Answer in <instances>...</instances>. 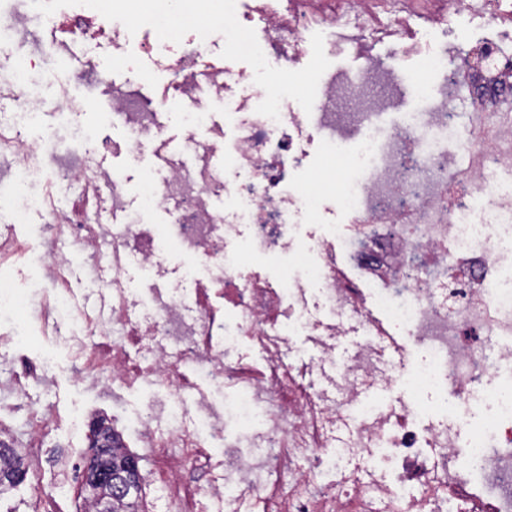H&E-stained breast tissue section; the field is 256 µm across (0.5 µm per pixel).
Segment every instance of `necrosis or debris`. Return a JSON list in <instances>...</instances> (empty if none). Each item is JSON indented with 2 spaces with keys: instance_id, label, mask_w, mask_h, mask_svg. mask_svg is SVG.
Wrapping results in <instances>:
<instances>
[{
  "instance_id": "necrosis-or-debris-1",
  "label": "necrosis or debris",
  "mask_w": 512,
  "mask_h": 512,
  "mask_svg": "<svg viewBox=\"0 0 512 512\" xmlns=\"http://www.w3.org/2000/svg\"><path fill=\"white\" fill-rule=\"evenodd\" d=\"M51 2L28 0L20 12L0 0V52L29 36L32 16L52 32L0 79V210L16 223L38 213L45 234L42 275L28 297L0 290V325L14 342L27 334L15 312L29 302L42 332L64 339L106 385L165 392L167 403L145 401L138 436L160 467L157 495L176 492L186 465L203 467L189 492L195 512H512V385L500 381L512 371V114L502 109L512 99V54L503 50L512 44V0H193L223 33L219 70L209 61L210 29L172 24L174 0H67L60 11ZM466 22L494 32L471 65L453 53ZM144 27L153 33L144 51L170 79L148 108L113 88L111 110L134 154L162 138L158 111L179 103L186 146L202 166L170 162L163 179L148 181L143 209H167V236L202 278L170 277L151 225L109 224L125 187L104 171L91 140L77 148L28 135L82 115L66 94L49 101L38 93L57 80L49 55L103 39L123 55ZM313 32L327 54L362 59L358 73L318 77L312 108L285 83L248 92L250 76L234 58L272 60L298 77L308 71ZM386 40L413 59L407 83L372 53ZM203 82L224 100L233 131L225 142L196 135L213 125L196 94ZM461 84L469 92L463 130L448 106ZM403 90L419 109L388 125ZM313 126L348 173L335 191L338 221L305 243L298 228L312 222L321 197L295 176L308 167ZM219 151L223 167L209 168ZM48 170L79 184L87 204L58 207L38 187ZM217 195L220 211L211 205ZM241 241L256 253L299 257L305 271L277 285L249 276ZM75 247L109 271L94 310L71 288ZM132 259L155 298L125 279ZM315 298L326 319L313 316ZM356 326L367 342L337 362V341ZM300 333L314 336L318 361L289 359ZM398 335L424 353L414 371L383 361ZM245 339L263 350L264 368L239 356ZM189 362L223 386V413L184 405L196 386ZM366 380L394 398L369 402ZM428 390L441 417L426 424L418 396ZM215 448L223 459H213Z\"/></svg>"
}]
</instances>
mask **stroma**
Returning <instances> with one entry per match:
<instances>
[{"mask_svg": "<svg viewBox=\"0 0 512 512\" xmlns=\"http://www.w3.org/2000/svg\"><path fill=\"white\" fill-rule=\"evenodd\" d=\"M148 39L147 31H138L134 45L122 60L113 59L108 43L103 42L94 55H87L82 45L74 44L53 61L60 77L68 82L72 97L83 106L84 127L94 140L106 147L105 169L120 174L127 188L126 209L113 217L117 224L125 223L129 213L139 204L143 182L149 176L145 173V161L157 156H175L187 166L195 164L193 154L185 145L186 132L178 115V105H170L164 117L163 142L146 144L137 158L129 155L125 147V128L104 118L113 87H125L147 101L157 98L167 84L168 74L160 68L156 69L153 80L144 81L139 77L140 71L151 64L141 48ZM12 234L17 245L30 250L29 255L13 259L11 285L23 293L42 274L35 258L42 249L39 217L34 215L27 223L13 225ZM23 317L33 332L27 343L18 347L0 340V383L21 377L25 393L24 400L20 401L0 390V420L6 418L12 423L13 448L22 454L27 451L26 405L47 406L52 410V423L48 429L50 440L68 449L77 464H84L89 452L87 424L98 416L124 434L131 452L139 454L143 471H150L149 453L139 447L133 433L136 415L148 395L147 388H127L114 393L83 382L86 369L72 359L64 342L53 336L38 335L35 310L24 311ZM42 368L48 371L53 382L52 390H45L35 375L36 370ZM54 482L55 476L50 471L28 473L22 484L0 496V512H79L81 501L76 494L59 500L51 497Z\"/></svg>", "mask_w": 512, "mask_h": 512, "instance_id": "1", "label": "stroma"}]
</instances>
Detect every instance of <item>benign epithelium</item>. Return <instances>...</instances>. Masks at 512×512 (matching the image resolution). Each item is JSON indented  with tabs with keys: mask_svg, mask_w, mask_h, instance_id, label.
Here are the masks:
<instances>
[{
	"mask_svg": "<svg viewBox=\"0 0 512 512\" xmlns=\"http://www.w3.org/2000/svg\"><path fill=\"white\" fill-rule=\"evenodd\" d=\"M89 436L91 452L81 476L82 489L85 497L98 503V512H112L113 464L110 431L104 423L96 421L89 428ZM140 461L139 456L128 454L120 466L128 481L142 486L145 482V474L141 469Z\"/></svg>",
	"mask_w": 512,
	"mask_h": 512,
	"instance_id": "obj_1",
	"label": "benign epithelium"
}]
</instances>
